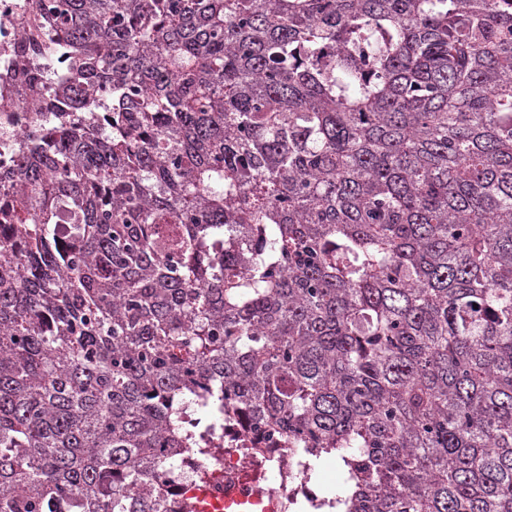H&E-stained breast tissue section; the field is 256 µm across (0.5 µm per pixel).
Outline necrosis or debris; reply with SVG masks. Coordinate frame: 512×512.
<instances>
[{
  "instance_id": "necrosis-or-debris-1",
  "label": "necrosis or debris",
  "mask_w": 512,
  "mask_h": 512,
  "mask_svg": "<svg viewBox=\"0 0 512 512\" xmlns=\"http://www.w3.org/2000/svg\"><path fill=\"white\" fill-rule=\"evenodd\" d=\"M32 107V97L0 96L1 177L15 163V146L34 118ZM168 472V487L176 497L190 499L209 491L213 512H224L229 500L252 512H293L298 499H320L318 491L300 479L297 461L272 453L252 459L227 450L212 458L172 461Z\"/></svg>"
}]
</instances>
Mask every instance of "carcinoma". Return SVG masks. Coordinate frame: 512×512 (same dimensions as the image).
Returning <instances> with one entry per match:
<instances>
[{
	"mask_svg": "<svg viewBox=\"0 0 512 512\" xmlns=\"http://www.w3.org/2000/svg\"><path fill=\"white\" fill-rule=\"evenodd\" d=\"M0 512H193L250 418L318 512H512V0H31ZM253 439L251 426L244 419L225 420L224 421V443L231 441H240L250 446Z\"/></svg>",
	"mask_w": 512,
	"mask_h": 512,
	"instance_id": "cac0c4a2",
	"label": "carcinoma"
}]
</instances>
